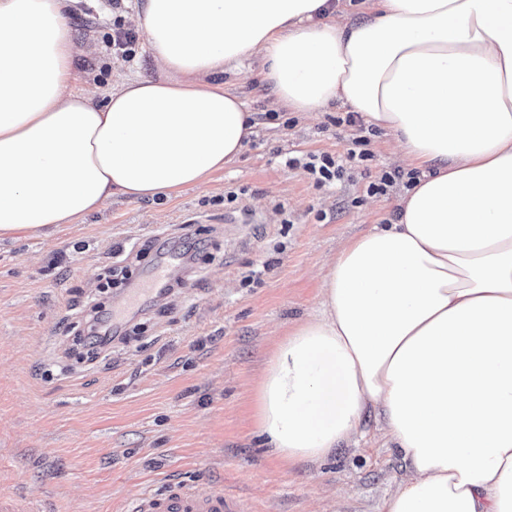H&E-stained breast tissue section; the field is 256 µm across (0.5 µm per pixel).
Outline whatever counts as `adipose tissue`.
I'll list each match as a JSON object with an SVG mask.
<instances>
[{
    "label": "adipose tissue",
    "mask_w": 512,
    "mask_h": 512,
    "mask_svg": "<svg viewBox=\"0 0 512 512\" xmlns=\"http://www.w3.org/2000/svg\"><path fill=\"white\" fill-rule=\"evenodd\" d=\"M73 2L0 0V239L202 186L254 133L222 81L245 63L277 108L350 107L420 177L269 355L263 446L325 459L372 408L405 471L377 512H512V0H372L360 23L335 0H138L160 75L115 73L101 100Z\"/></svg>",
    "instance_id": "adipose-tissue-1"
}]
</instances>
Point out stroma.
<instances>
[{
    "label": "stroma",
    "instance_id": "35a3bbf8",
    "mask_svg": "<svg viewBox=\"0 0 512 512\" xmlns=\"http://www.w3.org/2000/svg\"><path fill=\"white\" fill-rule=\"evenodd\" d=\"M113 22L86 9L69 16L87 90L107 89L118 66L160 75L145 52L129 63L105 52ZM224 84L245 98L256 133L203 186L116 197L51 236L0 240V489L39 496L40 512H120L125 498L173 479L223 487L240 512H375L403 474L375 410L363 416L358 445L316 462L271 456L254 417L268 355L316 310L330 261L397 218L400 190L365 192L394 169L392 139L377 130L369 168L318 189L284 158L345 154L354 130L333 119L346 108L284 122L255 63ZM229 190L236 202H225ZM174 251L184 260L168 290L129 313L94 356L71 354L91 300L109 311L126 294L99 291L103 272L137 278Z\"/></svg>",
    "mask_w": 512,
    "mask_h": 512
}]
</instances>
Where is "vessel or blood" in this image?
I'll return each instance as SVG.
<instances>
[{
  "mask_svg": "<svg viewBox=\"0 0 512 512\" xmlns=\"http://www.w3.org/2000/svg\"><path fill=\"white\" fill-rule=\"evenodd\" d=\"M168 268V262L159 263L146 279L129 289L125 307L136 305L142 295L163 280ZM122 512H235V503L225 497L223 489L203 492L193 483L173 480L162 490L148 489L125 502Z\"/></svg>",
  "mask_w": 512,
  "mask_h": 512,
  "instance_id": "b4317fda",
  "label": "vessel or blood"
}]
</instances>
